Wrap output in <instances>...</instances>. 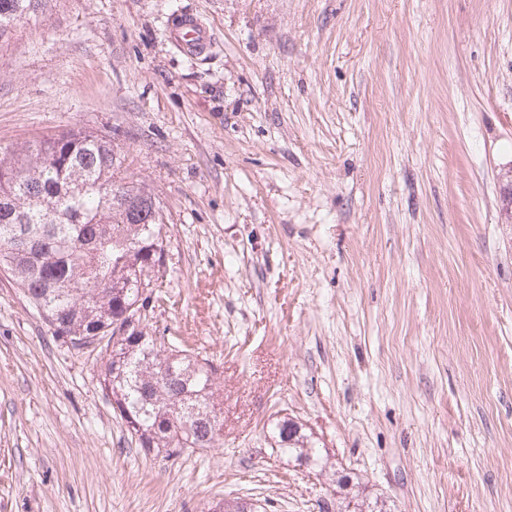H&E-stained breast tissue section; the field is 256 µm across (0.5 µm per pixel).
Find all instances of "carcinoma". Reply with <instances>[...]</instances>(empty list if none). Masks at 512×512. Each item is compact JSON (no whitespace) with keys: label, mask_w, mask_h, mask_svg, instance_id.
<instances>
[{"label":"carcinoma","mask_w":512,"mask_h":512,"mask_svg":"<svg viewBox=\"0 0 512 512\" xmlns=\"http://www.w3.org/2000/svg\"><path fill=\"white\" fill-rule=\"evenodd\" d=\"M43 0H0V37L36 15ZM104 135L71 130L0 156V258L28 302L67 347H100L101 388L130 441L145 452L180 456L219 441L217 368L166 336H150L153 299L142 284L164 254L162 209L124 167ZM41 239L26 250L25 234ZM137 316L118 339L107 327ZM277 452L311 462L302 425L283 418L273 429Z\"/></svg>","instance_id":"1"}]
</instances>
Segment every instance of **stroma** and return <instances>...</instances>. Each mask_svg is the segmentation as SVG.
Wrapping results in <instances>:
<instances>
[{
  "mask_svg": "<svg viewBox=\"0 0 512 512\" xmlns=\"http://www.w3.org/2000/svg\"><path fill=\"white\" fill-rule=\"evenodd\" d=\"M79 129L160 203L151 332L217 366L223 436L137 448L0 272V512H512V0H47L0 38V146ZM170 39L183 54L191 58L202 57L212 47L210 30L195 14L177 15L170 26ZM273 437L278 443L277 452L281 456L294 457L300 462H311L310 451L312 446L309 436L303 432L302 425L293 419L284 417L278 421L273 429Z\"/></svg>",
  "mask_w": 512,
  "mask_h": 512,
  "instance_id": "1",
  "label": "stroma"
}]
</instances>
